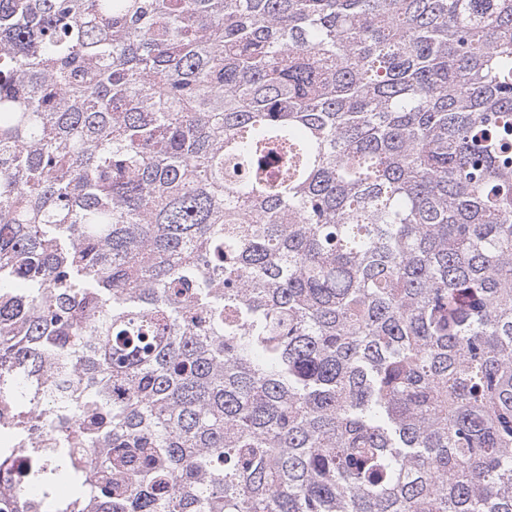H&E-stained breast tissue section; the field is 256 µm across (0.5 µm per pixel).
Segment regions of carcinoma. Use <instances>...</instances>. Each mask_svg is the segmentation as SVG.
Here are the masks:
<instances>
[{
    "label": "carcinoma",
    "mask_w": 512,
    "mask_h": 512,
    "mask_svg": "<svg viewBox=\"0 0 512 512\" xmlns=\"http://www.w3.org/2000/svg\"><path fill=\"white\" fill-rule=\"evenodd\" d=\"M0 405L11 512H512V0H0Z\"/></svg>",
    "instance_id": "1"
}]
</instances>
